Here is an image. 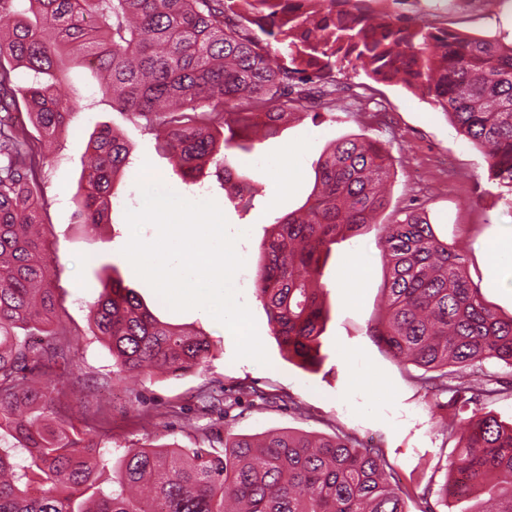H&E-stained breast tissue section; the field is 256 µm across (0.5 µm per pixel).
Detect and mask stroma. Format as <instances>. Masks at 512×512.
<instances>
[{"label": "stroma", "instance_id": "35a3bbf8", "mask_svg": "<svg viewBox=\"0 0 512 512\" xmlns=\"http://www.w3.org/2000/svg\"><path fill=\"white\" fill-rule=\"evenodd\" d=\"M365 6L422 16L475 38L512 41V20L490 12L481 0H365ZM336 80L350 86L352 96L292 117L279 136L255 144L252 153L238 154V172L250 177L257 190L254 209L244 213L229 202L222 170L206 165L197 185L183 184L172 158L156 151L155 133L145 119L113 106L88 62L67 61L61 89L78 110L53 143L38 146L45 158L38 219L45 231L44 252L52 260L53 327L69 362L40 366L41 379L54 387L56 410L77 428L108 436L116 458L145 443L193 448L208 439L220 449L232 435L291 431L329 436L340 430L379 449L405 493L409 512H465L466 502L442 493L447 461L458 453L444 428L452 416L447 395L423 389L419 368L399 363L377 338L386 318L388 276L382 227L405 207L425 212L439 238L457 247L469 280L507 318L512 316V287L498 282L506 265L488 253L487 245L512 236V205L491 180L483 150L468 143L426 99L402 85L374 81L359 69L338 73ZM103 128L126 141L130 157L114 186L115 206L102 223L87 224L74 196L90 139ZM357 136L376 140L388 151L389 204L375 223L331 247L319 277L328 311L324 359L310 371L277 344L256 296L260 246L276 217L306 202L326 148ZM284 151L291 157L287 180L257 168V158L272 161ZM146 162L182 196L200 188L222 203L231 229L247 228L238 244L245 266L235 286L255 318L269 365L236 358L233 336L205 310L177 312L159 305L154 291L132 274L121 253L130 238L125 213L137 207V179ZM107 265L115 266L124 286L135 290L160 320L206 333L211 356L181 375H116L111 353L94 334L91 312Z\"/></svg>", "mask_w": 512, "mask_h": 512}]
</instances>
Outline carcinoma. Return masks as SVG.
<instances>
[{"instance_id": "obj_1", "label": "carcinoma", "mask_w": 512, "mask_h": 512, "mask_svg": "<svg viewBox=\"0 0 512 512\" xmlns=\"http://www.w3.org/2000/svg\"><path fill=\"white\" fill-rule=\"evenodd\" d=\"M0 0V112L25 103L40 136L52 138L78 105L57 72L78 48L108 81L112 104L143 118L157 149L182 180L207 162L224 168L231 202L254 207L252 181L230 152L253 136L277 134L288 109L311 110L332 74L359 65L378 82L421 92L472 144L487 149L491 179L512 192V44L462 35L361 0ZM257 27L269 37L261 43ZM286 57L289 65L281 63ZM80 182L84 222L99 224L129 147L113 132L92 140ZM43 164L26 126L0 117V512H406L399 485L372 448L336 434L313 440L290 432L224 439V449L128 448L117 460L102 436L59 420L51 385L26 373L27 334L47 337L37 357L65 359L52 341L55 298L50 263L28 227L39 208ZM389 154L364 138L322 155L305 204L275 219L263 243L255 292L288 354L321 363L327 319L319 285L331 245L371 223L387 206L381 185ZM390 318L378 339L396 359L424 369L425 387L449 394L459 453L447 465V497L467 512H512V423L480 407L503 393L466 371L489 360L512 369V318L504 320L465 275L460 257L423 212L402 211L383 226ZM96 335L120 373H183L201 365L207 335L156 318L119 278L93 304ZM112 470L111 487L100 476Z\"/></svg>"}]
</instances>
